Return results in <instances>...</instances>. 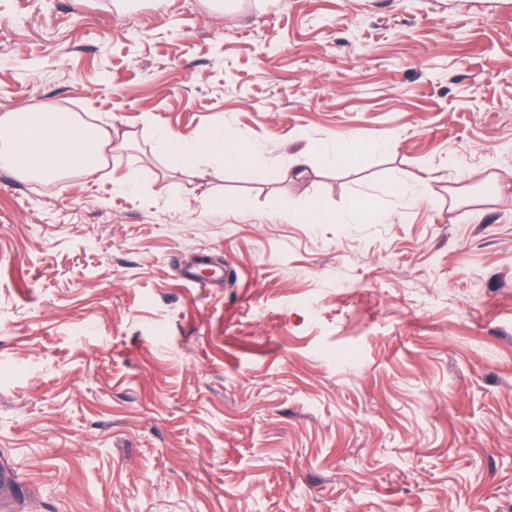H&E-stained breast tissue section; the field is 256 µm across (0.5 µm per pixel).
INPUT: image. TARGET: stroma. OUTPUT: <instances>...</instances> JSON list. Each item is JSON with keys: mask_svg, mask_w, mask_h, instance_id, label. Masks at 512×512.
<instances>
[{"mask_svg": "<svg viewBox=\"0 0 512 512\" xmlns=\"http://www.w3.org/2000/svg\"><path fill=\"white\" fill-rule=\"evenodd\" d=\"M108 2L0 0V105L131 133L0 167L19 512H512V0ZM219 123L256 178L161 150Z\"/></svg>", "mask_w": 512, "mask_h": 512, "instance_id": "35a3bbf8", "label": "stroma"}]
</instances>
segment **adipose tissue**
<instances>
[{
	"label": "adipose tissue",
	"instance_id": "obj_1",
	"mask_svg": "<svg viewBox=\"0 0 512 512\" xmlns=\"http://www.w3.org/2000/svg\"><path fill=\"white\" fill-rule=\"evenodd\" d=\"M114 130L112 123L96 125L47 104L9 108L0 111V166L44 183L71 174L92 177L109 165L115 149ZM236 140L235 131L220 124L201 140L167 133L163 147L170 157L184 164L206 156L215 175L232 158L243 177H254L256 171L249 156L238 149Z\"/></svg>",
	"mask_w": 512,
	"mask_h": 512
}]
</instances>
